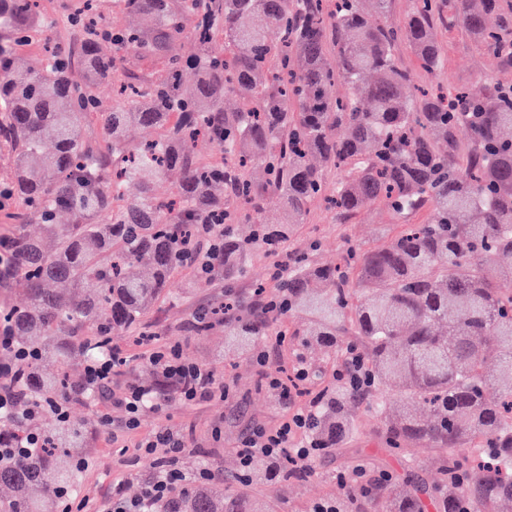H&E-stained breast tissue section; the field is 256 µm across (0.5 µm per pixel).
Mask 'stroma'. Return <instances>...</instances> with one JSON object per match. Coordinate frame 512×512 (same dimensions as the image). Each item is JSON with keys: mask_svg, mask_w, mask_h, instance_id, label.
I'll return each mask as SVG.
<instances>
[{"mask_svg": "<svg viewBox=\"0 0 512 512\" xmlns=\"http://www.w3.org/2000/svg\"><path fill=\"white\" fill-rule=\"evenodd\" d=\"M445 56V65L438 76H431L418 67L406 47L397 54L410 69L415 84L437 82L452 88L473 91L481 87L480 77L494 72L491 59L461 29L438 32ZM398 230L387 211L379 205L365 208L348 223H340L333 212L315 206L306 223L300 225L293 248H310V258L318 263H332L348 247L369 248ZM224 301V283L185 290L179 305H157L145 321L158 335V345L177 347L185 362L213 368L219 379L230 385L228 398H213L186 404L172 398L161 409L145 416L138 429L124 432L126 411L106 399H89L71 403L73 420L84 422L89 431L86 447L77 454L85 460L77 499H88L89 512H109L113 486H121L126 498L139 496L144 484L158 470L157 455L144 454L140 444L156 431L174 427L187 437L180 458L181 468L189 473L206 468L214 483L232 493H244L266 504L268 512H311L314 504L324 499L342 501L346 512H374L369 500L360 494L359 485L339 486L338 472H352L363 466L367 475L386 471L394 482H405L409 474L419 475L428 493H435L442 479L440 470L447 463L439 449L425 446L410 448L407 457L385 451L382 425L370 403L358 405L355 411L356 431L340 447L326 451L314 463L313 472L304 478L287 481L272 479L242 484L235 478L239 470L237 452L247 428L256 422L275 426L287 416L279 396L262 386L252 356L238 357L224 345V328L215 326L207 335L193 331L196 313ZM126 365L112 379L113 389L130 384H152L157 375L147 365L149 345H123Z\"/></svg>", "mask_w": 512, "mask_h": 512, "instance_id": "1", "label": "stroma"}]
</instances>
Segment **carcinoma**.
Wrapping results in <instances>:
<instances>
[{
  "instance_id": "obj_1",
  "label": "carcinoma",
  "mask_w": 512,
  "mask_h": 512,
  "mask_svg": "<svg viewBox=\"0 0 512 512\" xmlns=\"http://www.w3.org/2000/svg\"><path fill=\"white\" fill-rule=\"evenodd\" d=\"M135 19L114 27L72 21L81 52L49 45L30 62L15 55L48 27L37 0H0V137L14 152L0 183L20 200L17 224L44 227L52 245L18 231L7 263L28 299L7 310L8 330L25 360L9 355L12 375L0 391L18 410L80 385L69 369L106 354L117 337L140 329L158 303L176 299L171 280L195 271V284L243 277L255 251L279 259L319 199L347 221L379 203L398 234L352 247L336 265L305 254L290 258L272 291L259 284L242 309L237 296L195 319L205 335L224 325L227 346L248 354L263 336H302L328 360L302 362L320 378L355 352L368 380L325 385L315 393L312 435L328 448L354 429V408L370 401L394 454L424 444L448 463L474 446L464 480L444 479L429 502L421 490L394 485L370 495L377 512H492L512 501V79L495 74L485 91L446 95L411 90L394 48L407 44L420 66L443 67L436 29L461 27L512 68V7L501 0H412L400 27L386 24L391 0H116ZM224 43V52L213 47ZM195 51H184L185 43ZM133 64L158 67L142 78ZM193 82L182 80L186 70ZM117 82L112 110L94 92ZM342 83L347 91L334 92ZM96 122L103 153L87 142ZM136 126L141 141L126 138ZM469 133L467 145L457 138ZM212 141L222 161L192 152ZM341 172L327 193L323 172ZM177 173L169 196L157 187ZM283 199L280 223L258 218L262 191ZM428 212L426 221L414 218ZM71 218L59 224V214ZM268 300L288 310L265 312ZM52 357L56 377L39 372ZM396 409H391V401ZM32 430L0 420V486L11 497L0 512H45L48 498L74 493L88 439L71 420L44 431L46 443L10 452ZM288 459L253 463L252 474ZM245 495L191 483L152 512H265Z\"/></svg>"
}]
</instances>
